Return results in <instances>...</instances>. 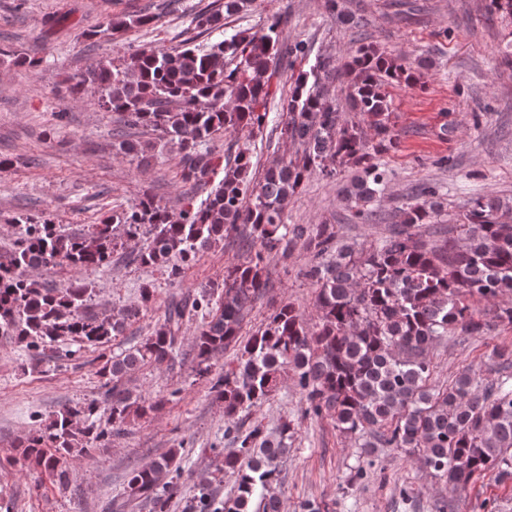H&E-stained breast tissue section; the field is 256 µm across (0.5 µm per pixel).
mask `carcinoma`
Segmentation results:
<instances>
[{"mask_svg": "<svg viewBox=\"0 0 512 512\" xmlns=\"http://www.w3.org/2000/svg\"><path fill=\"white\" fill-rule=\"evenodd\" d=\"M251 0H224L223 9H206L196 26L213 32L224 18L246 10ZM336 20L348 24L344 0H324ZM154 16L109 19L106 31L119 35L152 24ZM282 17L266 18L254 31L239 29L206 47H145L119 65L101 61L74 77L70 93L90 91L112 122L137 128L154 141L179 147L180 177L204 189L219 168L224 177L200 201L188 198L173 215L148 192L138 202L103 217L83 230L47 220L14 221L17 244L0 261V337L29 351L65 339L107 343L123 333L139 307L108 314L90 306L94 288L76 281L51 288L30 275L37 268L66 262L75 268L102 266L116 248L143 241L136 261L155 267L172 282L183 278L200 249L240 238L249 248L224 267V279L204 286L192 307L203 321L193 336L198 374L211 376L210 390L224 406V435L235 448L224 455V474L234 478L236 495L217 503L208 485L186 512H280L270 489L281 480L282 463L295 434L293 421L270 430L260 423L240 433L243 414L261 407L291 372L305 400L303 413L329 419L336 430L372 448L416 452L429 473L456 491L489 472L512 478V346L494 350L499 377L486 382L469 371L449 384L430 383L432 346L443 339L483 336L491 321L512 325V204L474 196L453 224L441 220L436 186L396 207L399 223L369 245L340 243L336 225L284 222L288 202L309 177L331 181L344 168L357 175L348 191L356 224H372L368 204L388 182L382 158L399 141L390 123L385 86L417 84L411 68L359 41L337 65L317 57L282 98L281 137L298 143L295 156L258 174L246 148L212 152L209 143L227 131H253L268 117L271 81L281 67L308 59L312 43L298 40L281 48ZM350 78L346 119L330 97L333 83ZM298 241L311 259L301 276L316 288L317 321L309 324L293 303L277 307L252 333L243 326L267 291L269 261L288 257ZM184 308L176 305L151 335L103 360L100 399L66 406L17 445L36 468L69 481L63 463L90 457L130 422L162 405L126 387L125 378L147 363L176 362ZM234 351L224 371L211 374L210 360ZM179 453L170 452L127 476L130 496L151 512H169L182 477Z\"/></svg>", "mask_w": 512, "mask_h": 512, "instance_id": "cac0c4a2", "label": "carcinoma"}]
</instances>
